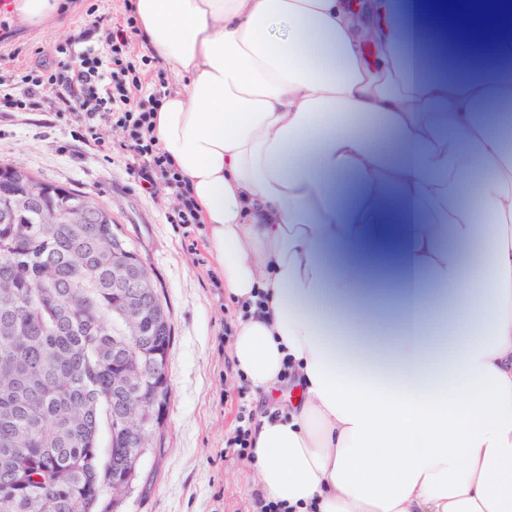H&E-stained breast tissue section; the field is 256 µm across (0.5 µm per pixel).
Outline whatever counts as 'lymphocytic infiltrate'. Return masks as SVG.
Wrapping results in <instances>:
<instances>
[{"instance_id": "1", "label": "lymphocytic infiltrate", "mask_w": 512, "mask_h": 512, "mask_svg": "<svg viewBox=\"0 0 512 512\" xmlns=\"http://www.w3.org/2000/svg\"><path fill=\"white\" fill-rule=\"evenodd\" d=\"M89 28L108 29L110 68H103L89 46L74 52L69 59L58 61L56 66L28 68L19 87H0V112L34 110L45 98L54 100L62 111L86 113L106 105L116 107V123L125 131L119 147L137 160L136 174L141 187L153 193L164 186L176 195L178 206L169 217L170 223H198L197 206L186 180L158 148L151 134L152 108L137 101L121 79L122 74L133 69L124 56L130 40L127 30L109 28L103 17L92 21Z\"/></svg>"}]
</instances>
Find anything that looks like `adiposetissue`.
<instances>
[{"mask_svg": "<svg viewBox=\"0 0 512 512\" xmlns=\"http://www.w3.org/2000/svg\"><path fill=\"white\" fill-rule=\"evenodd\" d=\"M133 5L175 84L156 143L250 304L236 368L301 383L252 431L261 499L512 512V151L483 114L512 98V0ZM344 257L350 263L371 266L375 277L380 280L391 279L396 274V267L394 265L376 264L371 255L366 251H358L346 246Z\"/></svg>", "mask_w": 512, "mask_h": 512, "instance_id": "1", "label": "adipose tissue"}]
</instances>
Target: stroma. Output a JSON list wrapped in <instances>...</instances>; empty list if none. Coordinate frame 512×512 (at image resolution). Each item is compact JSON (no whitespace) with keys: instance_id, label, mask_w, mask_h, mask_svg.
Wrapping results in <instances>:
<instances>
[{"instance_id":"stroma-1","label":"stroma","mask_w":512,"mask_h":512,"mask_svg":"<svg viewBox=\"0 0 512 512\" xmlns=\"http://www.w3.org/2000/svg\"><path fill=\"white\" fill-rule=\"evenodd\" d=\"M126 5L127 0H68L43 29L23 25L0 9V22L9 32L0 41V83L13 84L19 69L68 58L71 38L79 37L95 17L126 25ZM130 59L142 101L172 85L169 71L148 56L136 32ZM96 121L108 140L87 145L82 141L85 122L73 113L39 109L2 115L0 165L23 166L110 207L118 230L157 277L169 305L172 399L164 428L155 436L163 451L145 461L151 487H134L119 512H253L252 470L246 458L224 445L238 425L240 384L225 329L235 326L239 311L224 294L208 229L169 223L175 206L171 191L144 192L135 160L118 147L122 130L111 116Z\"/></svg>"}]
</instances>
